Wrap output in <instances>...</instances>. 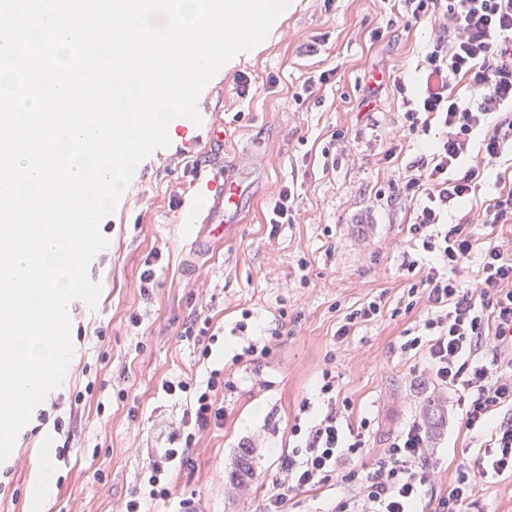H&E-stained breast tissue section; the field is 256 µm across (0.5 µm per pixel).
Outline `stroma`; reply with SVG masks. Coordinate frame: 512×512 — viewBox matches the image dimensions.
<instances>
[{"label": "stroma", "mask_w": 512, "mask_h": 512, "mask_svg": "<svg viewBox=\"0 0 512 512\" xmlns=\"http://www.w3.org/2000/svg\"><path fill=\"white\" fill-rule=\"evenodd\" d=\"M432 37L405 0H291L259 47L224 65L200 95L199 113L223 119V142L185 147L170 123V146L138 165L120 207L100 225L108 245L89 266L102 287L99 301L93 308L71 304L67 380L0 462V512H125L132 499L142 512H265L269 497L283 491L288 512H334L346 494L336 480L289 491L281 485L283 455L303 444L291 432L302 400L314 417L327 406L319 392L326 370L351 403L349 423L370 419L372 448L439 414L424 454L434 472L427 496L447 494L464 463L483 454L486 438L466 429L456 395L436 392L421 358L398 349L432 310L423 301L408 304L429 256L410 232L412 205L393 185L421 138L402 134L391 78L413 72ZM324 72L329 79L322 83ZM240 73L256 92L238 96ZM311 77L315 86L305 88ZM376 80L385 90L373 111L361 112L358 103ZM256 143L264 162L252 213L216 257L187 266L183 216L193 182L220 157ZM286 187L294 193L295 220L270 225V209ZM365 217L378 221L377 235L352 229ZM469 230L474 253L457 279L472 290L482 250L492 241L512 243V224ZM147 268L154 281L144 295L139 277ZM377 295L385 301L382 315L337 339L345 314ZM205 317L218 336L207 358L185 335ZM250 341L267 345L269 354L241 357ZM214 369L224 373L217 395L224 419L169 463L170 499H150L149 461L172 436L188 432L190 394L163 385L202 386ZM56 417L62 428H54ZM64 444L68 453L55 458ZM244 448L254 475L225 494ZM47 452L54 484L36 507L30 490ZM474 482L470 512H512V476Z\"/></svg>", "instance_id": "obj_1"}]
</instances>
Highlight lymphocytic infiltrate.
Wrapping results in <instances>:
<instances>
[{"instance_id": "lymphocytic-infiltrate-1", "label": "lymphocytic infiltrate", "mask_w": 512, "mask_h": 512, "mask_svg": "<svg viewBox=\"0 0 512 512\" xmlns=\"http://www.w3.org/2000/svg\"><path fill=\"white\" fill-rule=\"evenodd\" d=\"M408 2L413 18L427 21L434 37L416 67L417 80L403 74L393 79L402 131L426 135L420 154L400 174L398 191L415 204L410 230L422 235V247L437 265L408 290L409 297H426L433 313L399 349L419 354L436 384L457 394L467 430L489 434L488 449L472 467L492 478L512 473V417L496 416L512 409V258L502 244L485 247L477 295L461 288L453 274L474 248L467 225L512 223V192L482 209L473 203L478 185L512 150V0ZM462 81L474 99L455 94ZM435 123L441 132L433 138ZM476 147L481 158L474 163ZM500 361L507 370L495 371ZM218 387L219 374L211 372L186 412L192 430L222 419L214 406ZM319 392L328 398L327 410L310 426L293 425V433L305 437V452L283 461L284 485L310 488L336 474L354 491L338 501L336 512H417L433 482L422 462L433 441L429 428L413 422L369 465L363 461L369 421L344 426L350 403L337 400L331 372H323Z\"/></svg>"}]
</instances>
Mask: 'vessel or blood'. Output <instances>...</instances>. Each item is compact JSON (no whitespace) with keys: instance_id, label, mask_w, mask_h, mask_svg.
Returning <instances> with one entry per match:
<instances>
[{"instance_id":"vessel-or-blood-1","label":"vessel or blood","mask_w":512,"mask_h":512,"mask_svg":"<svg viewBox=\"0 0 512 512\" xmlns=\"http://www.w3.org/2000/svg\"><path fill=\"white\" fill-rule=\"evenodd\" d=\"M260 162L256 151H246L213 166L206 179L194 183L189 263L207 258L250 213L257 198L255 176Z\"/></svg>"}]
</instances>
